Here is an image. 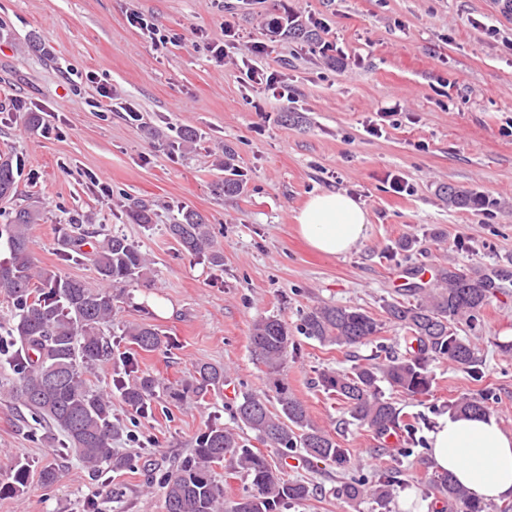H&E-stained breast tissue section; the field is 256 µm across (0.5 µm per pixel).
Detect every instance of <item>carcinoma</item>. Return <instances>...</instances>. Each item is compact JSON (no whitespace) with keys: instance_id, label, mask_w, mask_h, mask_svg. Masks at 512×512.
<instances>
[{"instance_id":"obj_1","label":"carcinoma","mask_w":512,"mask_h":512,"mask_svg":"<svg viewBox=\"0 0 512 512\" xmlns=\"http://www.w3.org/2000/svg\"><path fill=\"white\" fill-rule=\"evenodd\" d=\"M283 32L292 40L312 42L315 33L294 22L273 33ZM18 163L9 155L0 156V200L17 193ZM448 206L478 210L485 205L483 196L452 183L440 189ZM37 213L29 207H17L8 223L0 224V241L9 258L0 262V296L12 304L13 321L7 339L0 342V360L16 375L10 394L20 401L35 420L59 430L70 448L90 468L108 465L120 470L127 460L116 454L112 442L120 427L112 422V398L91 389L85 372L111 359L112 344L101 328L112 322L115 295L111 287L142 278L147 259L125 236L113 233L98 239L99 231L80 226L66 233L59 242L63 259L88 261L105 286L69 278L54 270H35L32 224ZM169 234L191 256H206L211 263L224 261L215 245L211 225L194 211L182 213V219L168 225ZM441 287L415 301L392 300L385 304L387 319L401 327L406 336V354L392 357L381 369L357 364L342 374L323 373L321 386L343 402L352 421L377 435L400 427V408L385 397L380 383L410 398L429 393L431 362L446 358L473 377L481 373L482 361L475 345L456 333L455 324L472 320L501 288L490 275L468 276L455 269L438 274ZM304 334L322 343L350 347L378 331L379 323L358 308L323 305L304 318ZM123 334L143 352H153L164 344L162 334L149 324L126 327ZM252 350L261 359L270 376L280 409H269L267 396L244 393L237 401L234 420L267 442L279 460H285L300 448L307 457L337 465L347 463L346 450L327 433L311 424L305 406L291 394L279 378L288 358L291 336L279 319L256 321L250 336ZM201 380L214 386L224 384V370L202 364L197 368ZM122 400L135 412L145 415L152 410L156 381L142 375L127 382L113 380ZM490 398L484 394L464 396L451 410L455 415H486ZM226 460L231 467L251 480L254 492L227 507V512H278L287 503H299L309 497L310 487L302 481L284 478L266 457L248 447L234 430L209 426L195 441L192 454L183 459L162 480L166 512H218L222 491L215 483L211 468ZM28 469L13 467L10 480L0 483V494L14 493L26 486ZM396 476L382 475L373 484L352 482L341 489L349 501L364 497L386 510L394 496ZM437 493L456 506V512H487V505L445 474L434 485Z\"/></svg>"}]
</instances>
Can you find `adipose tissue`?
Returning a JSON list of instances; mask_svg holds the SVG:
<instances>
[{
	"label": "adipose tissue",
	"mask_w": 512,
	"mask_h": 512,
	"mask_svg": "<svg viewBox=\"0 0 512 512\" xmlns=\"http://www.w3.org/2000/svg\"><path fill=\"white\" fill-rule=\"evenodd\" d=\"M293 220L307 244L326 256L344 255L361 245L369 224L366 208L341 191L312 195ZM429 438L437 470L451 474L478 498L512 497V433L496 418L446 415Z\"/></svg>",
	"instance_id": "obj_1"
}]
</instances>
